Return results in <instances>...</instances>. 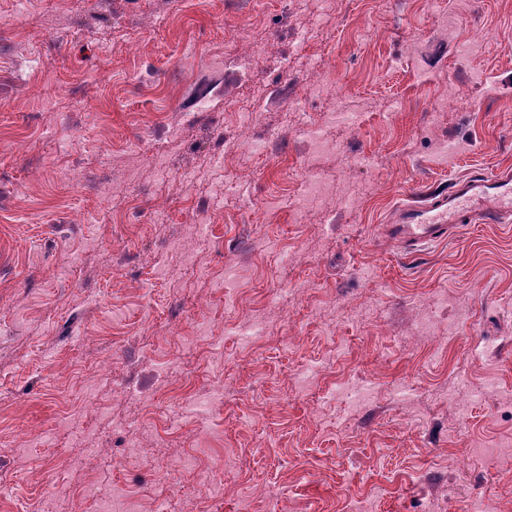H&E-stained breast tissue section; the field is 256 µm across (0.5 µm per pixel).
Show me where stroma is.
<instances>
[{"label":"stroma","mask_w":512,"mask_h":512,"mask_svg":"<svg viewBox=\"0 0 512 512\" xmlns=\"http://www.w3.org/2000/svg\"><path fill=\"white\" fill-rule=\"evenodd\" d=\"M224 2L137 0L119 27L116 0H34L26 13L0 0V75L11 81L0 94V512H12L17 495L36 512H93L73 494L87 478L122 488L141 512L167 491L169 512H288L292 500L305 512H344L347 496L370 491L377 512H423L433 490L441 512H466L471 495L489 508L511 502L512 465L451 453L472 436L495 445L512 433V415L490 396L459 419L436 393L463 368L469 387L492 378L512 390V227L469 224L407 255L382 243L379 226L406 198L512 167V95L498 92L512 83V0H460L444 45L432 42L436 0H345L325 17L320 50L335 106L363 116L357 154L314 156L304 130L267 111L271 88L258 84L249 91L255 124L281 142L219 169L210 147L232 131L223 97L178 138L156 132L170 113L192 110L208 56L240 25ZM138 21L151 35L130 57L127 27ZM409 39L430 42L432 79H417V61L401 55ZM451 86L470 111H435ZM401 97L409 104L394 111ZM432 127L466 148L433 159ZM159 150L175 167L163 187L172 227L201 224L191 202L219 181L254 186L237 223L186 238L207 277L175 265L169 280L144 282L117 262L145 268L158 254L145 206ZM116 171L138 210L114 224L101 188ZM300 172L348 178L360 197L290 223ZM65 214L73 224H59ZM228 263L241 271L243 308L271 327L251 351L228 331L212 286ZM359 302L366 323L337 320V308ZM421 311L439 326L458 322L442 354L413 330ZM200 324L208 340H195ZM478 341L491 353L474 364ZM219 346L224 411L204 418L201 434L167 435L170 472L159 477L154 438L118 424L163 423L170 400L210 386ZM326 357L328 381L373 386L378 401L354 409L348 398L320 403L283 385V374ZM103 359L111 376L94 371ZM165 361L180 380L160 377ZM121 386L125 399H113ZM27 430L53 435L52 445L20 447ZM229 452L241 478L211 498L201 474L221 475Z\"/></svg>","instance_id":"stroma-1"}]
</instances>
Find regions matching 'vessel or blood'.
<instances>
[{"label":"vessel or blood","mask_w":512,"mask_h":512,"mask_svg":"<svg viewBox=\"0 0 512 512\" xmlns=\"http://www.w3.org/2000/svg\"><path fill=\"white\" fill-rule=\"evenodd\" d=\"M512 217V169L462 176L416 202L396 205L381 228L393 244L414 253L443 242L462 225L504 223Z\"/></svg>","instance_id":"b4317fda"}]
</instances>
